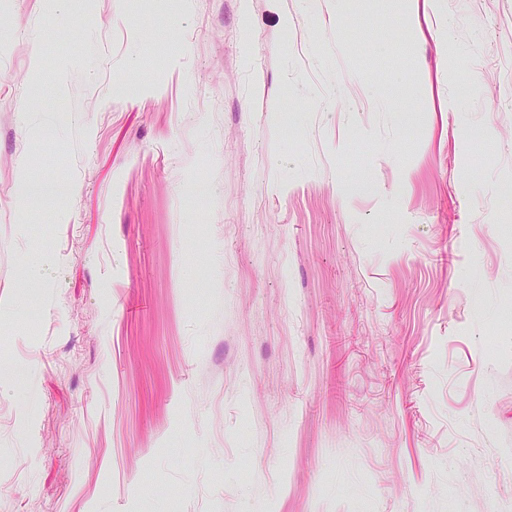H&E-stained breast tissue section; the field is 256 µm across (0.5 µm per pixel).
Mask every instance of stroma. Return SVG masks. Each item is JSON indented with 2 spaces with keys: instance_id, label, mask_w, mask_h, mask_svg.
<instances>
[{
  "instance_id": "35a3bbf8",
  "label": "stroma",
  "mask_w": 512,
  "mask_h": 512,
  "mask_svg": "<svg viewBox=\"0 0 512 512\" xmlns=\"http://www.w3.org/2000/svg\"><path fill=\"white\" fill-rule=\"evenodd\" d=\"M0 512H512V0H0Z\"/></svg>"
}]
</instances>
